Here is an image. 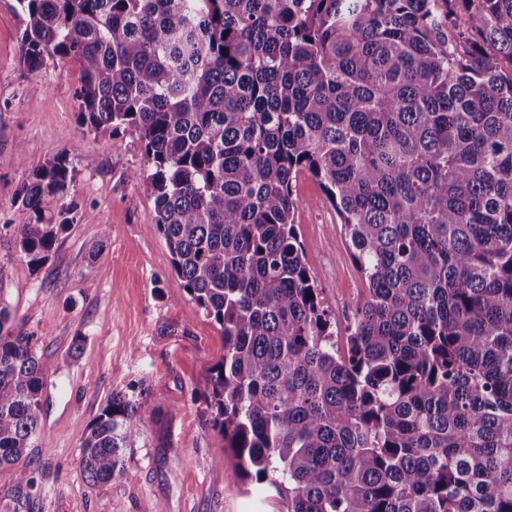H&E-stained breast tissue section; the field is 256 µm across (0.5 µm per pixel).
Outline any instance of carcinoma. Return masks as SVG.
I'll return each mask as SVG.
<instances>
[{"label": "carcinoma", "mask_w": 512, "mask_h": 512, "mask_svg": "<svg viewBox=\"0 0 512 512\" xmlns=\"http://www.w3.org/2000/svg\"><path fill=\"white\" fill-rule=\"evenodd\" d=\"M16 2L27 68L77 62L81 121L144 142L135 179L224 338L199 394L237 475L284 512H512V0ZM304 171L367 286L343 351L294 227ZM71 182L64 152L17 194L32 267ZM48 372L0 307V485ZM145 400L107 399L86 481L121 472Z\"/></svg>", "instance_id": "1"}]
</instances>
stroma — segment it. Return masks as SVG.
<instances>
[{
  "label": "stroma",
  "instance_id": "obj_1",
  "mask_svg": "<svg viewBox=\"0 0 512 512\" xmlns=\"http://www.w3.org/2000/svg\"><path fill=\"white\" fill-rule=\"evenodd\" d=\"M23 28L16 0H0V307L31 336L49 376L36 446L0 486V512H280L266 485L242 483L206 420L198 387L224 339L186 294L154 224V198L133 178L148 169L142 141L128 127L101 134L84 125L77 63L56 58L29 71L18 53ZM64 151L69 192L46 197L42 215L70 227L34 268L13 245L15 225L31 217L17 192ZM293 195L315 286L345 337L366 285L318 181L300 174ZM105 224L110 237L93 254ZM135 383L149 392L140 434L120 476L89 484L81 441L106 399Z\"/></svg>",
  "mask_w": 512,
  "mask_h": 512
}]
</instances>
